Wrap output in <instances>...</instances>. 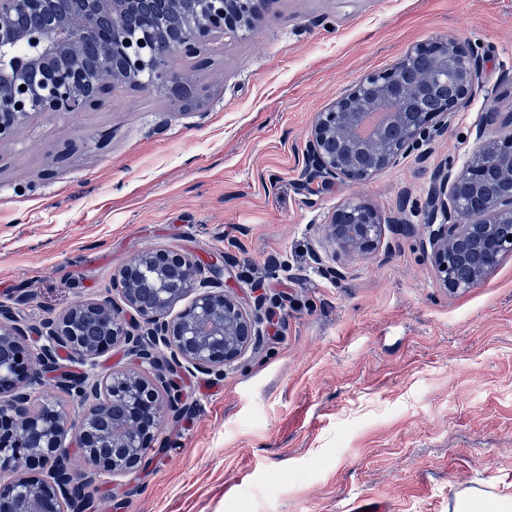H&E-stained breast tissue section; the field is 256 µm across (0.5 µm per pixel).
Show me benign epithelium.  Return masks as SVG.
<instances>
[{"label":"benign epithelium","instance_id":"benign-epithelium-1","mask_svg":"<svg viewBox=\"0 0 512 512\" xmlns=\"http://www.w3.org/2000/svg\"><path fill=\"white\" fill-rule=\"evenodd\" d=\"M151 3V16L168 14L177 0H82V12L47 28L11 29L20 11H42L56 0H0V142L9 137L32 105L27 86L31 73L50 64L77 58L80 45L97 17L112 12V27L123 34L126 17L142 2ZM268 0H206V14L187 22L163 52L154 50L156 29L143 27L129 56L118 58L105 50L95 88L81 93L83 77L76 66H65L40 91L44 112H83L87 105L115 88L138 82L136 70L151 65L150 80L187 96L191 85L175 74L168 59L191 56L214 34L234 32L255 21ZM418 56L435 60L434 72H416ZM483 59L462 50L448 37L408 50L390 69L357 82L324 111L315 114L306 144V185L345 178L368 181L400 159L420 151L432 136L448 129V121L468 103L479 86ZM25 89H20V86ZM500 181L512 183V136L479 135V145L461 168L445 161L435 171L427 197L428 245L439 276L447 288L474 287L500 259L512 253V240L501 231L512 224V193L494 191ZM380 219L368 206L349 201L333 214L328 238L345 252L372 248ZM470 268L467 279L457 275ZM224 257L197 261L179 254L146 250L112 279L134 309L141 325L128 329L124 310L111 296L79 301L59 319L43 325L45 344L37 353L47 366L59 350L94 365L102 348L122 342L134 352L137 365L105 376L84 374L65 381L73 404L81 408L73 420L71 408L45 400L31 414L28 405L37 385L32 375L18 376L19 340L25 330L0 308V422L16 421L9 433L0 432V512H76L71 489L78 488L70 468L72 448L109 477L138 468L145 459L150 430L162 408L182 409L179 382L166 376L164 366L207 373L221 371L264 341L261 303L252 312L235 299L232 286L221 280ZM191 295L188 309L175 318L170 308ZM93 325L96 336L85 337ZM169 351L159 362L158 348Z\"/></svg>","mask_w":512,"mask_h":512}]
</instances>
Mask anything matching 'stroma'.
Here are the masks:
<instances>
[{
	"instance_id": "35a3bbf8",
	"label": "stroma",
	"mask_w": 512,
	"mask_h": 512,
	"mask_svg": "<svg viewBox=\"0 0 512 512\" xmlns=\"http://www.w3.org/2000/svg\"><path fill=\"white\" fill-rule=\"evenodd\" d=\"M439 36L484 68L431 153L302 188L315 114ZM169 66L191 97L120 87L30 113L0 143V305L26 351L148 249L223 254L239 303L266 299L262 345L221 376L181 371V415L164 413L141 468L91 484L89 512H346L359 496L453 512L464 489L512 496V254L451 292L422 250L441 160L462 166L512 117V0H275ZM350 200L387 223L374 249L336 255L326 225ZM133 364L117 344L92 368L62 352L27 370L62 401L67 378Z\"/></svg>"
}]
</instances>
